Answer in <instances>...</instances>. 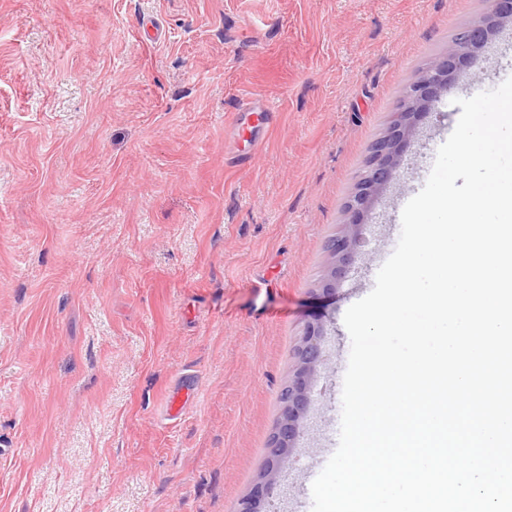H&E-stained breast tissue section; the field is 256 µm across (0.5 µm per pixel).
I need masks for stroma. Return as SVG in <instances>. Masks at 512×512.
I'll list each match as a JSON object with an SVG mask.
<instances>
[{
	"instance_id": "35a3bbf8",
	"label": "stroma",
	"mask_w": 512,
	"mask_h": 512,
	"mask_svg": "<svg viewBox=\"0 0 512 512\" xmlns=\"http://www.w3.org/2000/svg\"><path fill=\"white\" fill-rule=\"evenodd\" d=\"M489 0H0V512H236L307 322L323 361L266 512L339 444L344 314L497 35L424 116L330 297L328 241L408 85ZM274 112L259 149L224 130ZM255 124V123H254ZM199 393L165 415L182 376Z\"/></svg>"
}]
</instances>
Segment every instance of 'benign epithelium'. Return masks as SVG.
<instances>
[{"label":"benign epithelium","instance_id":"benign-epithelium-1","mask_svg":"<svg viewBox=\"0 0 512 512\" xmlns=\"http://www.w3.org/2000/svg\"><path fill=\"white\" fill-rule=\"evenodd\" d=\"M507 24L512 25V0H493L491 14L465 29L460 39L449 43L447 51L408 86L395 113L397 122L371 145L357 188L348 201V222L330 243L333 263L319 288L322 296L332 294L342 267L349 264L363 243V227L372 202L395 178L422 117L434 109L448 86L479 59L493 36ZM322 337L319 322L307 323L300 338L297 368L282 388V417L273 432L270 462L266 472L240 500L238 512H261L276 475L289 463L308 411L311 383L321 364Z\"/></svg>","mask_w":512,"mask_h":512}]
</instances>
